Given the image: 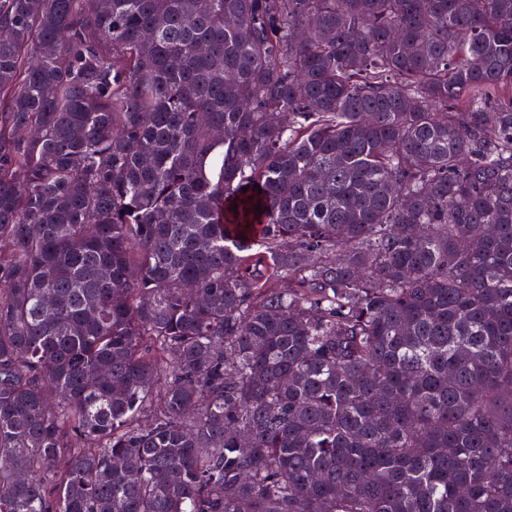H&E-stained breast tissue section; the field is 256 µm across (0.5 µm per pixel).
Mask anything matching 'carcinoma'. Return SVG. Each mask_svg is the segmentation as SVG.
Here are the masks:
<instances>
[{
	"label": "carcinoma",
	"instance_id": "obj_1",
	"mask_svg": "<svg viewBox=\"0 0 512 512\" xmlns=\"http://www.w3.org/2000/svg\"><path fill=\"white\" fill-rule=\"evenodd\" d=\"M0 512H512V0H0Z\"/></svg>",
	"mask_w": 512,
	"mask_h": 512
}]
</instances>
